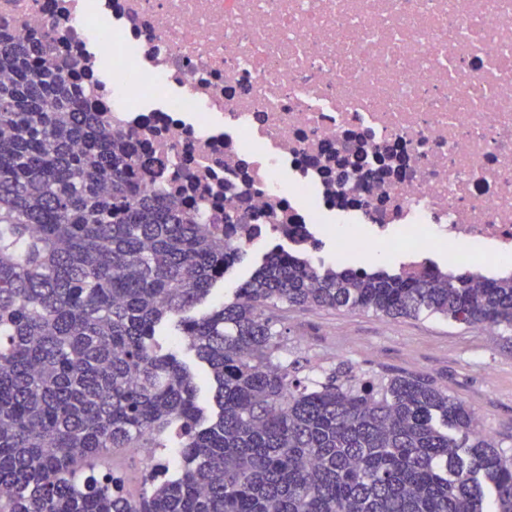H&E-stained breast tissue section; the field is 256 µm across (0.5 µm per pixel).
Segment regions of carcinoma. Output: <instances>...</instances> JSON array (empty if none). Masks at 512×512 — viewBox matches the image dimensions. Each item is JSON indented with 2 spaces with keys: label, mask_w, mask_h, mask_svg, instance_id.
Returning a JSON list of instances; mask_svg holds the SVG:
<instances>
[{
  "label": "carcinoma",
  "mask_w": 512,
  "mask_h": 512,
  "mask_svg": "<svg viewBox=\"0 0 512 512\" xmlns=\"http://www.w3.org/2000/svg\"><path fill=\"white\" fill-rule=\"evenodd\" d=\"M46 26L0 28V512H512V457L424 374L340 366L312 385L265 314L287 304L489 326L512 274L321 268L278 248L205 312L240 251L140 190L153 166L39 64ZM168 330L208 367L218 411ZM179 426L180 466L139 497L108 468Z\"/></svg>",
  "instance_id": "1"
}]
</instances>
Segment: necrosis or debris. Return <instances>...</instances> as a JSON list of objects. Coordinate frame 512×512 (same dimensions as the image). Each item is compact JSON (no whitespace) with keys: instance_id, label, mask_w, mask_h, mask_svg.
Returning a JSON list of instances; mask_svg holds the SVG:
<instances>
[{"instance_id":"1","label":"necrosis or debris","mask_w":512,"mask_h":512,"mask_svg":"<svg viewBox=\"0 0 512 512\" xmlns=\"http://www.w3.org/2000/svg\"><path fill=\"white\" fill-rule=\"evenodd\" d=\"M238 249L512 258V0H0Z\"/></svg>"}]
</instances>
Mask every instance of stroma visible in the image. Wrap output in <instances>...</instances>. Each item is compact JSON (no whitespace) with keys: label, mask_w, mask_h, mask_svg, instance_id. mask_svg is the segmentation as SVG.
Masks as SVG:
<instances>
[{"label":"stroma","mask_w":512,"mask_h":512,"mask_svg":"<svg viewBox=\"0 0 512 512\" xmlns=\"http://www.w3.org/2000/svg\"><path fill=\"white\" fill-rule=\"evenodd\" d=\"M284 332L281 354L299 362L302 380L322 379L345 365L365 379L422 373L467 405L482 428L512 455V343L500 334L434 318L389 319L372 311L291 307L269 309ZM164 448L128 449L113 459L131 493Z\"/></svg>","instance_id":"1"}]
</instances>
